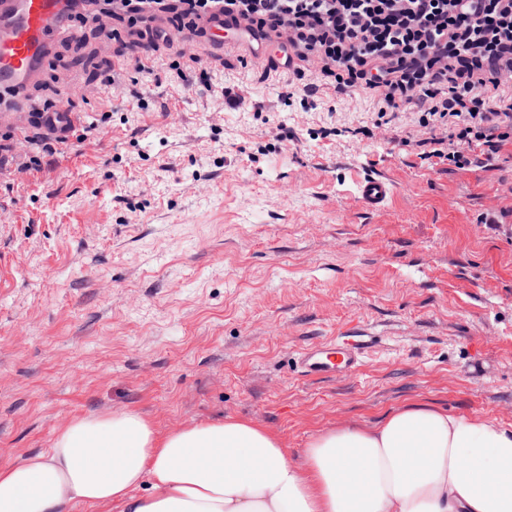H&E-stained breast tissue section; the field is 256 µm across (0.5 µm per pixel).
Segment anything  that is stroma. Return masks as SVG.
I'll use <instances>...</instances> for the list:
<instances>
[{"instance_id":"stroma-1","label":"stroma","mask_w":512,"mask_h":512,"mask_svg":"<svg viewBox=\"0 0 512 512\" xmlns=\"http://www.w3.org/2000/svg\"><path fill=\"white\" fill-rule=\"evenodd\" d=\"M115 29L56 42L0 123V145L34 135L37 109L98 83L104 46L125 69L75 101L60 153L0 174V466L128 410L164 433L247 420L295 463L411 404L512 428V143L434 165L416 111L377 129L371 99L287 96L232 49L183 86L175 48ZM369 174L396 187L376 210ZM345 331L370 337L360 371L300 379L298 352Z\"/></svg>"}]
</instances>
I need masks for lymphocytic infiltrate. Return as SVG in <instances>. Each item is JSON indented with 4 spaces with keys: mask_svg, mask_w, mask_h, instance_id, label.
Segmentation results:
<instances>
[{
    "mask_svg": "<svg viewBox=\"0 0 512 512\" xmlns=\"http://www.w3.org/2000/svg\"><path fill=\"white\" fill-rule=\"evenodd\" d=\"M173 12L223 20L256 38H274L284 54L276 82L307 85L378 106V123L417 106L446 122L422 139L430 157L462 168L512 141V0H112L111 17ZM156 41L176 47L186 85L202 79L208 61L191 50L188 35L156 29Z\"/></svg>",
    "mask_w": 512,
    "mask_h": 512,
    "instance_id": "obj_1",
    "label": "lymphocytic infiltrate"
}]
</instances>
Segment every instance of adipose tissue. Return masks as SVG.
<instances>
[{"instance_id":"1","label":"adipose tissue","mask_w":512,"mask_h":512,"mask_svg":"<svg viewBox=\"0 0 512 512\" xmlns=\"http://www.w3.org/2000/svg\"><path fill=\"white\" fill-rule=\"evenodd\" d=\"M512 512V431L411 405L316 436L301 463L247 421L161 433L141 414L83 417L0 466V512Z\"/></svg>"}]
</instances>
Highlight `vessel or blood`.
Here are the masks:
<instances>
[{
	"label": "vessel or blood",
	"instance_id": "1",
	"mask_svg": "<svg viewBox=\"0 0 512 512\" xmlns=\"http://www.w3.org/2000/svg\"><path fill=\"white\" fill-rule=\"evenodd\" d=\"M67 0H0V114L18 111L27 87L40 75L54 39L71 37L75 28L62 23ZM362 202L380 208L394 193L392 182L370 175L358 183ZM368 342L364 335L341 333L325 344L300 351L301 378L321 380L349 376L362 366Z\"/></svg>",
	"mask_w": 512,
	"mask_h": 512
}]
</instances>
